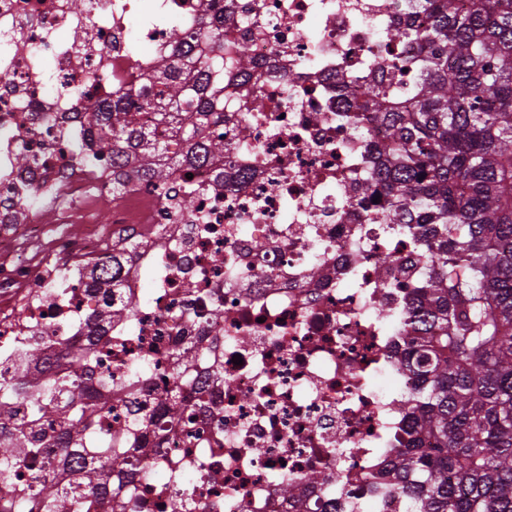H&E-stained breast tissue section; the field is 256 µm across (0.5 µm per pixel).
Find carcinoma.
Listing matches in <instances>:
<instances>
[{"instance_id": "cac0c4a2", "label": "carcinoma", "mask_w": 512, "mask_h": 512, "mask_svg": "<svg viewBox=\"0 0 512 512\" xmlns=\"http://www.w3.org/2000/svg\"><path fill=\"white\" fill-rule=\"evenodd\" d=\"M406 5L396 36L416 44L417 55L398 59L394 70L412 71L405 87L364 71L338 85L354 108L353 119L375 138L364 172V192L386 201L381 221L421 224L423 274L412 298L411 336L404 366L420 387L401 404L413 414L429 448H409L390 465L394 486L413 512H512V0H392ZM211 64L187 77L192 51L179 30L172 50L155 59V82L131 87L128 96L93 113L98 150L112 159L114 187L133 177L161 188L175 163L203 162L228 149L224 134V29L200 22ZM235 78H260L261 66L244 44L234 52ZM195 111L185 112V99ZM153 110L169 139L145 128L140 110ZM125 268L115 255L97 260L101 278L118 282ZM122 310L107 300L89 316V337ZM43 359L33 344L13 366L16 380L0 395V417L14 419L0 437V464L24 452L74 461V480L44 471L29 491L34 512H77L80 501L101 496L112 474L131 465L125 448L88 441V430L108 411L97 388L100 354L72 360L68 376L37 396L30 365ZM29 405L26 417L15 404ZM62 429L52 455L42 448L44 425ZM304 483L285 482L297 498ZM21 491L0 483V512H15Z\"/></svg>"}]
</instances>
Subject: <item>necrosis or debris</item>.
I'll return each instance as SVG.
<instances>
[{"label": "necrosis or debris", "instance_id": "necrosis-or-debris-1", "mask_svg": "<svg viewBox=\"0 0 512 512\" xmlns=\"http://www.w3.org/2000/svg\"><path fill=\"white\" fill-rule=\"evenodd\" d=\"M382 2L235 0L224 40L268 66L262 111H241L247 87L225 86L229 149L179 167L171 189L128 187L102 224L112 168L94 108L151 76L174 26L203 65L198 21L219 0H90L81 13L71 0H0V385L31 344L88 349L86 317L110 294L129 315L99 343L112 410L93 438L156 450L81 512H408L374 483L415 437L399 405L419 381L399 362L422 258L392 225L341 216L371 140L336 84L418 51ZM235 172L244 180L225 189ZM48 212L82 239L48 233ZM120 239L134 249L127 273L93 284ZM312 469L326 482L282 495Z\"/></svg>", "mask_w": 512, "mask_h": 512}]
</instances>
